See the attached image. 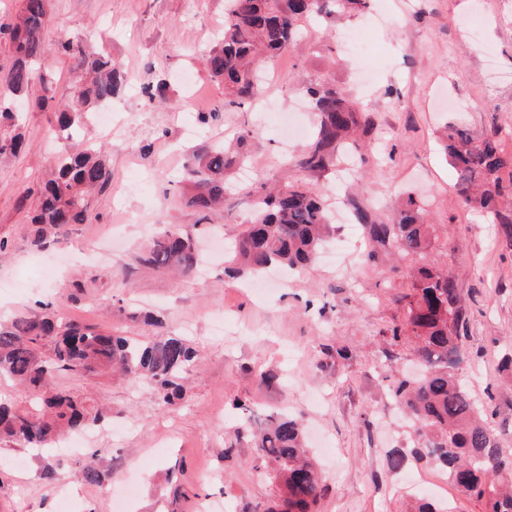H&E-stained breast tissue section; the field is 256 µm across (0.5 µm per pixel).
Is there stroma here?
I'll return each mask as SVG.
<instances>
[{
    "label": "stroma",
    "mask_w": 512,
    "mask_h": 512,
    "mask_svg": "<svg viewBox=\"0 0 512 512\" xmlns=\"http://www.w3.org/2000/svg\"><path fill=\"white\" fill-rule=\"evenodd\" d=\"M224 8L225 0H47V40L79 36L109 53L129 81L112 101L111 125L94 121L87 130L112 182L58 249L29 245L27 215L68 143L53 134V110L22 113L29 146L0 158V238L13 243L0 258V319L56 299L64 316L124 336L185 335L200 362L174 408L121 379L60 378L59 386L112 412L85 443L99 449L110 485L86 483L79 455L0 447V512H61L65 499L72 512H115L112 491L130 481L141 485L135 512H157L167 501L176 512H198L207 501L227 512H270L280 488L253 469L250 442L237 434L241 401L302 419L326 484L319 512H399L423 496L450 512H485L483 500L451 484L429 458L410 455L397 470L387 463L392 449L415 445L384 381L390 371L419 369L410 339H385L403 317L410 259L394 271L350 250L338 265L318 259L263 299L251 279L225 277L215 240L248 229L241 187L311 180L346 192L333 175L314 178L291 165L301 144L284 143L274 118L294 110L311 122L296 107L300 88L334 77L375 120L357 174L364 201L382 216L397 194L413 192L430 223L447 230L428 259L455 278L466 311L457 376L477 403L492 401L491 423L512 453V246L496 237L493 216L460 208L456 174L437 149L446 127L462 125L477 135L497 131L512 151V0H370L363 15L332 18L269 64V105L245 112L223 111L224 87L200 61L216 43ZM354 28L368 47L359 59L339 42ZM160 79L169 84L166 100L148 101L144 85ZM215 110L220 120L202 124L201 113ZM228 128L254 131V173L232 170L222 216L206 220L170 195V184L186 180L193 154ZM165 225L201 244V272L185 278L140 263ZM60 250L70 263L44 278L42 261ZM134 309L152 312L160 326L131 318ZM262 371L271 375L263 385ZM47 468L55 472L50 485L41 477Z\"/></svg>",
    "instance_id": "1"
}]
</instances>
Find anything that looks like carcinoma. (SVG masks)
Returning a JSON list of instances; mask_svg holds the SVG:
<instances>
[{
	"mask_svg": "<svg viewBox=\"0 0 512 512\" xmlns=\"http://www.w3.org/2000/svg\"><path fill=\"white\" fill-rule=\"evenodd\" d=\"M367 9V0H227L219 44L204 58L210 76L224 84V106L247 109L262 95L266 65L287 52L302 30L331 14L354 17ZM46 0H23L21 12L8 30L11 63L0 70V85L12 94L0 98V116L10 120L15 97H29L34 79L43 94L29 97L33 110L57 112L56 131L78 132L88 116L112 103L126 76L112 56L93 52L77 36L54 42L44 37ZM55 55L66 56L86 72L65 99H56L54 78L42 69ZM314 112V131L294 160L309 174L339 170L345 153L358 148L357 137L374 126L367 113L344 88L319 77L304 88ZM254 132L241 130L234 145L216 144L193 157L183 205L208 218L224 208V174L248 160L243 150ZM444 153L457 175L459 201L466 209L493 214L498 232L512 241V213L498 202L512 194V152L506 153L497 133L475 137L463 126H450L441 139ZM27 143L16 125L0 128V156L16 155ZM112 180L106 159L92 149L57 158L51 177L40 190L38 207L30 217L31 244L50 247L61 242L73 224H84L91 194ZM352 223L363 230L364 260L376 265L395 255L415 262L409 292L402 297L404 321L389 329L392 340L406 333L414 339L426 373L412 378L400 372L386 376L387 388L412 421L426 455L464 491L488 497L487 512H512V455L501 448L488 412L478 408L460 382L456 369L464 361L460 331L466 316L458 288L447 273L426 262L439 239V225L428 222L424 201L403 195L389 217L379 219L350 197ZM247 234L235 238L228 251L227 273L254 277L270 267L285 271L306 268L324 248L333 231L329 194L312 183H288L265 188L246 220ZM149 267L193 274L199 255L193 239L174 229L155 236L141 256ZM196 351L179 335L134 338L97 330L63 318L50 304L8 322L0 321V377L12 378L37 392L29 407L0 402V443L47 449L62 435L83 433L105 423L103 410L69 389L57 388L61 375L88 377L117 372L149 388L167 405L181 399L182 375L194 364ZM243 433L250 439L252 467L275 479L281 504L271 512H317L324 494L322 476L304 446L300 420L288 414L254 428L253 410ZM84 480L102 486L110 479L99 454L80 465Z\"/></svg>",
	"mask_w": 512,
	"mask_h": 512,
	"instance_id": "carcinoma-1",
	"label": "carcinoma"
}]
</instances>
